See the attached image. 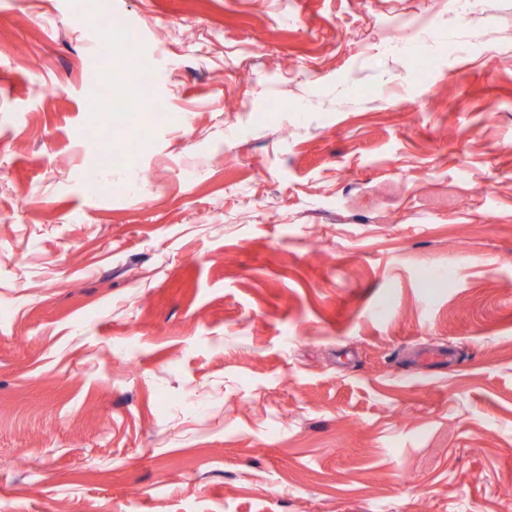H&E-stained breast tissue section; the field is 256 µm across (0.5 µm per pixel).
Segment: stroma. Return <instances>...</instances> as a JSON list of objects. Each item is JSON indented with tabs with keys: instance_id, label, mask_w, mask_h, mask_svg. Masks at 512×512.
Instances as JSON below:
<instances>
[{
	"instance_id": "stroma-1",
	"label": "stroma",
	"mask_w": 512,
	"mask_h": 512,
	"mask_svg": "<svg viewBox=\"0 0 512 512\" xmlns=\"http://www.w3.org/2000/svg\"><path fill=\"white\" fill-rule=\"evenodd\" d=\"M453 4L0 0V512H512V0ZM116 16L161 121L86 109Z\"/></svg>"
}]
</instances>
